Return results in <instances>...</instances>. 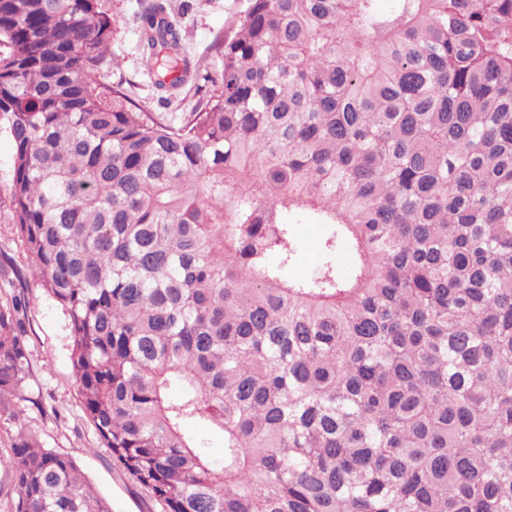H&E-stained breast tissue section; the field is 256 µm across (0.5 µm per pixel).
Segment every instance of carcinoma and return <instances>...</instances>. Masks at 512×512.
Here are the masks:
<instances>
[{
	"label": "carcinoma",
	"mask_w": 512,
	"mask_h": 512,
	"mask_svg": "<svg viewBox=\"0 0 512 512\" xmlns=\"http://www.w3.org/2000/svg\"><path fill=\"white\" fill-rule=\"evenodd\" d=\"M137 20L178 87L168 0ZM111 40L101 0H0L13 220L112 457L164 512H512V0H247L171 119L95 79ZM6 466L13 512H112L22 425ZM289 222L298 224L296 232V262L293 272L297 276H311L317 271L321 259L320 244L325 234L323 224L310 219L290 216Z\"/></svg>",
	"instance_id": "carcinoma-1"
}]
</instances>
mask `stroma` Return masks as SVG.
Segmentation results:
<instances>
[{
	"label": "stroma",
	"mask_w": 512,
	"mask_h": 512,
	"mask_svg": "<svg viewBox=\"0 0 512 512\" xmlns=\"http://www.w3.org/2000/svg\"><path fill=\"white\" fill-rule=\"evenodd\" d=\"M144 0H103L112 17L110 58L99 70V80L123 85L145 110L168 116L191 111L199 99V79L188 77L179 90L155 88L145 75L138 50L137 16ZM181 11L182 52L191 65L218 77L223 59L213 43L233 34L246 0H175ZM14 143L0 125V308H11L16 296L30 306L22 316L28 347V368L23 388L14 404L20 421L0 415V512H11L17 497L12 475L5 465L18 427L48 448L72 458L85 472L96 493L106 497L113 512H162L161 504L113 460L108 448L87 418L80 387L71 362L67 320L40 280L16 233L10 200ZM325 227L298 218L295 275L311 276L321 259Z\"/></svg>",
	"instance_id": "obj_1"
}]
</instances>
